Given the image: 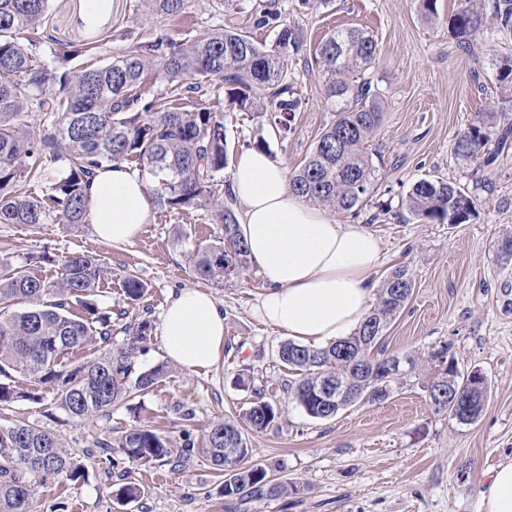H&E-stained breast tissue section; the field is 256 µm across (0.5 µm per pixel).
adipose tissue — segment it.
I'll return each mask as SVG.
<instances>
[{
    "label": "adipose tissue",
    "instance_id": "obj_1",
    "mask_svg": "<svg viewBox=\"0 0 512 512\" xmlns=\"http://www.w3.org/2000/svg\"><path fill=\"white\" fill-rule=\"evenodd\" d=\"M231 191L244 206L239 232L267 286L257 318L299 342L323 347L352 334L379 282L380 241L356 224H339L306 204L285 169L266 152H242ZM87 195L94 235L130 242L148 220L147 180L122 164L98 169ZM165 355L187 370L212 366L224 347V312L205 292L186 289L161 316ZM482 512H512V461L499 464L481 494Z\"/></svg>",
    "mask_w": 512,
    "mask_h": 512
}]
</instances>
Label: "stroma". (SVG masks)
Here are the masks:
<instances>
[{
  "label": "stroma",
  "instance_id": "stroma-1",
  "mask_svg": "<svg viewBox=\"0 0 512 512\" xmlns=\"http://www.w3.org/2000/svg\"><path fill=\"white\" fill-rule=\"evenodd\" d=\"M473 2L436 0L425 15L418 0H280L289 24L305 35L303 51L292 59L294 89L303 107L287 139L261 125L250 112L225 110L227 158L235 160L254 141L293 170L311 153L335 118L325 81L312 60L322 40L337 30L362 29L377 43L366 76L378 92L384 121L370 147L380 159L368 205L337 212L340 224H358L382 245V274L405 266L415 290L405 309L388 325L387 353L418 359L416 370L383 403L355 405L334 418L315 420L292 403L282 383L278 350L285 333L253 314L265 286L257 268L235 282L217 284L196 276L188 251L221 235L204 211L173 210L151 202L149 219L132 243L115 245L95 238L91 225L51 223L35 230L0 224V260L60 278L64 256L87 252L104 259L111 273L95 297L112 316V342L123 344L136 317L159 326L161 313L179 291L209 292L224 309V349L210 368L190 371L170 364L160 335H153L137 370L167 363L162 382L134 409L113 408L109 417L75 422L53 405L51 391L41 403L19 400L0 410L49 428L70 452L83 459L87 475L78 483L39 488L33 512H481V492L498 464L512 460V264L500 265L496 244L512 232V152L480 168L457 153L460 133L481 112H496L503 92L491 66L493 54H512V34L484 33L473 52H463L450 18ZM224 24L222 0H190L185 13L148 15L143 0H115L112 21L90 36L72 21V0H48L47 19L31 38L46 68L72 52V65L99 66L120 55L124 34L143 41L164 35L174 40L200 37ZM421 178L461 186L476 198L469 219L442 224L408 213L403 202ZM135 275L147 287L143 299L127 306L123 280ZM449 343L461 372L481 370L487 378L486 404L479 418L462 424L436 410L425 391L430 372L420 361ZM250 369L266 400L281 417L266 431L247 432L253 462L271 465L274 479L296 483L297 493L277 499L236 502L220 493L221 479L201 457L136 467L143 498L125 508L113 503L106 465L93 456L94 443L113 439L144 424L181 445L186 427L182 410L197 424L216 416L237 417L251 399L234 381Z\"/></svg>",
  "mask_w": 512,
  "mask_h": 512
}]
</instances>
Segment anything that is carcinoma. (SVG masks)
Wrapping results in <instances>:
<instances>
[{
  "mask_svg": "<svg viewBox=\"0 0 512 512\" xmlns=\"http://www.w3.org/2000/svg\"><path fill=\"white\" fill-rule=\"evenodd\" d=\"M48 0H0V224L40 228L56 221L87 223L86 193L95 171L135 159L147 170L155 199L171 209L204 211L221 225L222 237L188 255L189 266L202 279L218 284L240 278L249 268L248 248L237 233L238 220L230 190L223 189L227 165L224 113L205 104H173L164 97L142 102L140 88L151 79L185 85L199 93L213 79L222 82L229 104L264 119L278 136L292 131L301 97L290 84L289 63L304 47L300 28L288 24L278 3L271 2L236 21L235 0H224V26L206 35L172 41L160 36L139 41L124 34L123 54L104 66L49 70L25 41L41 25ZM150 13L177 16L189 0H146ZM459 46L474 49L486 30L512 31V0H493L490 13L472 9L452 19ZM275 34L267 45L251 31ZM376 59L373 36L355 29L338 30L318 46L314 62L326 83L328 97L340 100L336 119L326 127L305 162L289 176L291 190L305 201L334 212L359 208L376 177L367 143L382 125L384 112L371 81L356 80ZM496 80L512 90V55L494 57ZM59 93H43L48 83ZM501 112H486L460 135L458 154L479 166L491 165L512 147V97ZM44 112L50 127L37 138L24 124V113ZM33 163H28L29 159ZM62 163L61 173L46 184L43 197L20 192L23 182L41 181L46 167ZM415 217L450 224L466 222L475 208L461 187L445 181L419 179L402 202ZM108 274L101 259L85 252L64 257L62 278L48 281L33 269L0 262V376L17 375L48 388L54 407L76 421L92 422L112 408L149 394L167 372L158 364L135 373V360L150 340L152 325L143 318L126 327L127 342L112 345L111 316L98 310L94 297ZM415 282L402 266L390 273L377 293L376 304L353 335L327 347L313 348L286 341L278 357L295 375L287 392L312 419L336 416L340 407L323 400L322 385H350L353 404L386 400L417 366L399 358L403 373L392 378L382 371L394 356L373 348L387 325L409 302ZM146 286L137 278L124 280V299L137 304ZM81 313L72 311L73 305ZM94 348L93 357L68 365L73 353ZM431 370L426 392L439 411L461 423L481 415L488 383L458 371L452 345L428 353ZM17 398L41 402V396L0 383V404ZM276 404L254 392L240 414L242 423L222 417L201 429L200 439L186 429L180 454H197L224 475L226 498L260 500L298 491L277 482L268 469L249 464L252 449L244 433L267 430L279 418ZM104 460L118 468L125 482L111 492L119 505L137 501L144 491L131 468L164 462L174 453L172 441L147 425L133 426L115 441L103 442ZM234 449L228 456L225 449ZM82 460L64 448L43 426L17 417L0 422V512H30L36 489L50 481L85 479Z\"/></svg>",
  "mask_w": 512,
  "mask_h": 512,
  "instance_id": "cac0c4a2",
  "label": "carcinoma"
}]
</instances>
